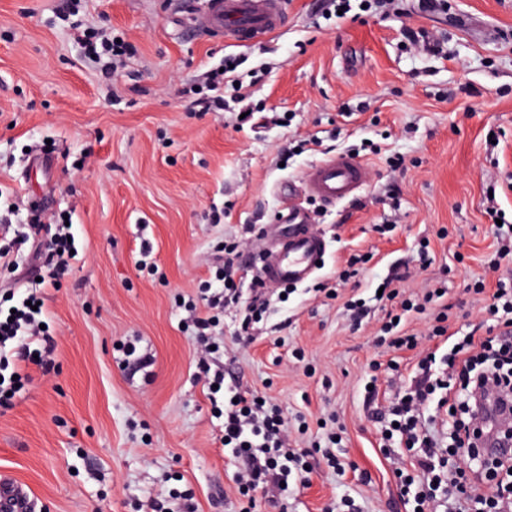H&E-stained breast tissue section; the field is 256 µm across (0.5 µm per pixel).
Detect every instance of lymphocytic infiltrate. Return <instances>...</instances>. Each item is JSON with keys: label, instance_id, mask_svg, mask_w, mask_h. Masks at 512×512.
Returning a JSON list of instances; mask_svg holds the SVG:
<instances>
[{"label": "lymphocytic infiltrate", "instance_id": "lymphocytic-infiltrate-1", "mask_svg": "<svg viewBox=\"0 0 512 512\" xmlns=\"http://www.w3.org/2000/svg\"><path fill=\"white\" fill-rule=\"evenodd\" d=\"M69 236L66 225H55L44 249L34 252L43 287H56L68 272L74 248ZM239 257L237 245L225 247L222 285L208 296L207 305L212 309H242L241 325L246 328L262 317L269 300L256 274L250 277L249 296L241 297L239 286L245 276ZM472 292L490 294L491 309L497 314V332L453 339L449 315L439 311L431 336L446 345V352H426L416 364L409 387L395 393L389 409L395 420L389 433L406 448L409 458L408 465L396 469L403 488L414 490L420 505L427 499V490L444 488L448 512H470V483L500 476L512 484V457L496 459L491 468L448 471L435 432L436 422L449 424L455 447L476 450L479 431L471 417L475 391L496 388L512 395V289L501 280L490 291L479 280ZM382 296L399 303L396 320L387 321L383 328L384 343L396 350L416 348L419 336L406 330L404 320L410 313H424L428 303L438 301L437 290L426 291L419 301L404 299L389 280L383 284ZM34 299L30 293L18 300L15 315L0 311V372H13L11 379L0 382V406L8 404L12 393L20 390V377L28 365L49 366L56 348L52 334L41 326V310L30 306ZM286 441L285 422L277 405L260 401L254 393L229 389L224 400V448L244 463V473L236 477L242 495L278 487L291 479L304 481L306 452L288 447Z\"/></svg>", "mask_w": 512, "mask_h": 512}]
</instances>
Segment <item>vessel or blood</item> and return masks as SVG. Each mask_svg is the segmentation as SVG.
I'll list each match as a JSON object with an SVG mask.
<instances>
[{
    "label": "vessel or blood",
    "instance_id": "vessel-or-blood-1",
    "mask_svg": "<svg viewBox=\"0 0 512 512\" xmlns=\"http://www.w3.org/2000/svg\"><path fill=\"white\" fill-rule=\"evenodd\" d=\"M284 0H217L215 17L231 38L265 39L284 23ZM367 165L351 156H332L312 165L304 178L306 195L326 203L351 200L367 186ZM266 250L257 256L265 287L300 284L319 268L326 243L309 224L296 200H289L280 210L276 223L267 225ZM474 414L479 426L492 428L497 423L512 422V407L499 391L478 393ZM27 492L6 475H0V512H31Z\"/></svg>",
    "mask_w": 512,
    "mask_h": 512
}]
</instances>
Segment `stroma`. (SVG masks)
<instances>
[{
    "label": "stroma",
    "instance_id": "1",
    "mask_svg": "<svg viewBox=\"0 0 512 512\" xmlns=\"http://www.w3.org/2000/svg\"><path fill=\"white\" fill-rule=\"evenodd\" d=\"M215 0H0V212L71 216L76 261L43 291L56 341L0 408V473L35 512H272L249 501L220 443L200 378L187 305L214 281L212 259L249 225L275 223L281 186L315 162L360 156L370 183L354 202L302 205L326 241L324 265L273 302L253 336L220 322L224 374L279 406L294 447L309 450L305 486L285 512H410L380 446L365 386H403L418 350L381 346L390 302L376 290L409 269L404 295L444 286L452 330L491 322L468 288L491 272L495 221L512 225V0H285L262 41H225ZM106 29L128 53L106 74L76 36ZM414 30L442 54L417 52ZM235 58L256 116L200 112L204 72ZM315 151H297L303 138ZM403 161L391 169V158ZM495 214H488V207ZM153 247L138 265L141 241ZM431 265L416 270L420 244ZM369 255L338 296L336 274ZM369 311L354 322L345 300ZM400 363L388 371L390 360ZM338 439L340 469L320 452Z\"/></svg>",
    "mask_w": 512,
    "mask_h": 512
}]
</instances>
